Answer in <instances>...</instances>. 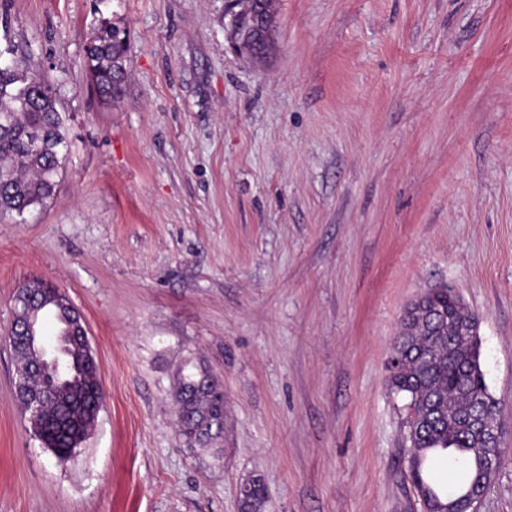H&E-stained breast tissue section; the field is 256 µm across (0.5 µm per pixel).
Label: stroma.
<instances>
[{
    "label": "stroma",
    "instance_id": "stroma-1",
    "mask_svg": "<svg viewBox=\"0 0 512 512\" xmlns=\"http://www.w3.org/2000/svg\"><path fill=\"white\" fill-rule=\"evenodd\" d=\"M129 33L103 100L85 47ZM236 55L224 0H0V45L69 128L57 190L0 212V512H421L400 316L435 284L480 318L512 512V0H275ZM81 312L104 402L68 462L22 414L18 288ZM224 385V432L178 429L181 373Z\"/></svg>",
    "mask_w": 512,
    "mask_h": 512
}]
</instances>
